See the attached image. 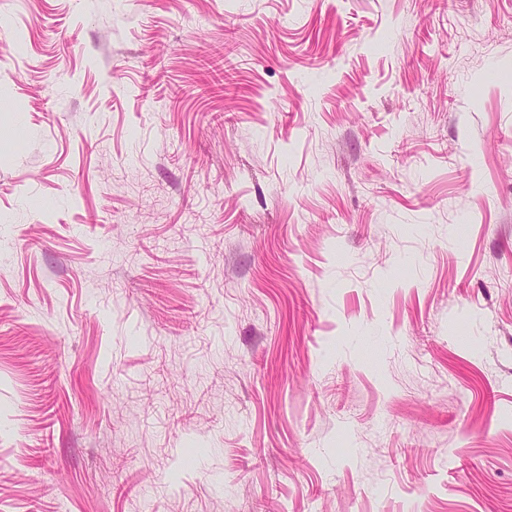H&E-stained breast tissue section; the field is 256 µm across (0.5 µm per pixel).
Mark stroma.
Masks as SVG:
<instances>
[{"mask_svg": "<svg viewBox=\"0 0 512 512\" xmlns=\"http://www.w3.org/2000/svg\"><path fill=\"white\" fill-rule=\"evenodd\" d=\"M1 103L0 512H512V0H0Z\"/></svg>", "mask_w": 512, "mask_h": 512, "instance_id": "stroma-1", "label": "stroma"}]
</instances>
